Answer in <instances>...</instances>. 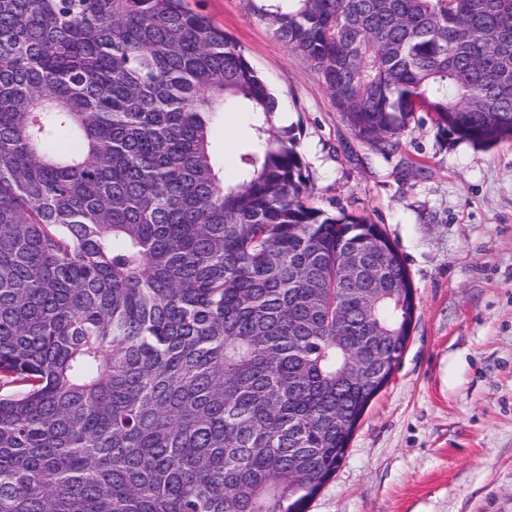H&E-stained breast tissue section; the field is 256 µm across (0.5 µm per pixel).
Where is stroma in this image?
Instances as JSON below:
<instances>
[{
	"label": "stroma",
	"instance_id": "1",
	"mask_svg": "<svg viewBox=\"0 0 512 512\" xmlns=\"http://www.w3.org/2000/svg\"><path fill=\"white\" fill-rule=\"evenodd\" d=\"M243 49L279 100L326 210L369 214L415 289L410 340L308 512H512V143H452L418 113L397 150L360 142L318 76L246 0H189ZM246 114L213 148L232 178Z\"/></svg>",
	"mask_w": 512,
	"mask_h": 512
}]
</instances>
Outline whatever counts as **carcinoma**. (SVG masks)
<instances>
[{"mask_svg":"<svg viewBox=\"0 0 512 512\" xmlns=\"http://www.w3.org/2000/svg\"><path fill=\"white\" fill-rule=\"evenodd\" d=\"M248 2L376 150L420 112L512 142V0ZM277 111L187 0H0V512H306L335 475L416 307ZM248 138V119L243 112L226 110L217 119L213 130V148L215 154L224 158V177L232 178L239 153Z\"/></svg>","mask_w":512,"mask_h":512,"instance_id":"1","label":"carcinoma"}]
</instances>
